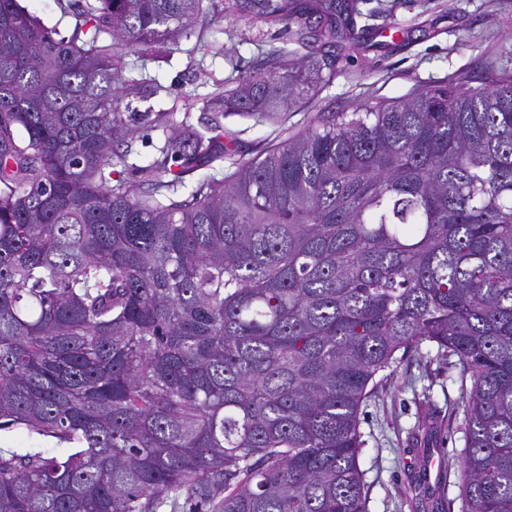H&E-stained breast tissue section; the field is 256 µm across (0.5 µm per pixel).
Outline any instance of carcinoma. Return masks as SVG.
Wrapping results in <instances>:
<instances>
[{
    "label": "carcinoma",
    "instance_id": "cac0c4a2",
    "mask_svg": "<svg viewBox=\"0 0 512 512\" xmlns=\"http://www.w3.org/2000/svg\"><path fill=\"white\" fill-rule=\"evenodd\" d=\"M201 2L83 0L66 39L0 0V430L71 448L0 453V512H366L362 404L424 343L467 399L460 512H512V78L319 112L246 159L224 117L299 109L364 32L355 0H236L306 55L129 183L114 51L191 37Z\"/></svg>",
    "mask_w": 512,
    "mask_h": 512
}]
</instances>
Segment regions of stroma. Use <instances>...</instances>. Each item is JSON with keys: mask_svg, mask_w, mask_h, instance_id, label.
Listing matches in <instances>:
<instances>
[{"mask_svg": "<svg viewBox=\"0 0 512 512\" xmlns=\"http://www.w3.org/2000/svg\"><path fill=\"white\" fill-rule=\"evenodd\" d=\"M20 3L47 28L73 34L75 0ZM202 5V40L184 38L151 57L133 48L118 52L125 76L141 84L122 104L135 118L121 168L126 180H139L141 168L159 156L164 136L152 126L151 114L170 112L199 125L209 115L207 97L288 44L283 25L251 22L236 11L235 0ZM358 8L357 24L367 29V41L339 47L333 80L284 124L225 117L224 132L244 157L303 129L319 112L406 97L451 77L476 86L490 73L512 75V0H358ZM430 350L425 344L398 355L393 376L361 407L366 512H423L436 501L459 512L455 462L463 433L457 420L466 399L449 381L447 365L429 359ZM429 451L448 463L440 476L427 474L421 462Z\"/></svg>", "mask_w": 512, "mask_h": 512, "instance_id": "35a3bbf8", "label": "stroma"}]
</instances>
